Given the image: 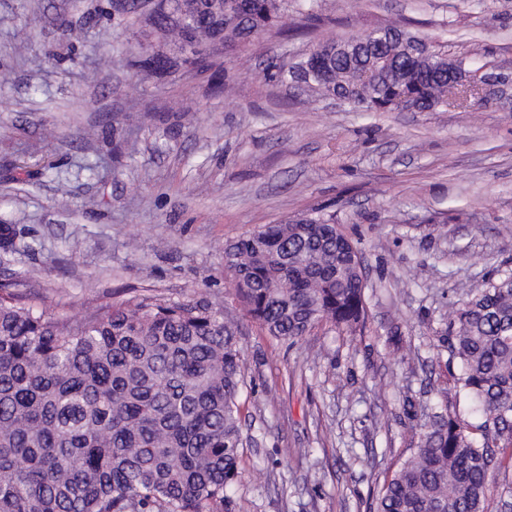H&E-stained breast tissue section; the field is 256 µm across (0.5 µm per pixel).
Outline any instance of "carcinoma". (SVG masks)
I'll return each instance as SVG.
<instances>
[{
    "label": "carcinoma",
    "instance_id": "cac0c4a2",
    "mask_svg": "<svg viewBox=\"0 0 512 512\" xmlns=\"http://www.w3.org/2000/svg\"><path fill=\"white\" fill-rule=\"evenodd\" d=\"M295 7L320 19L318 0ZM287 9L288 0H160L144 22L174 50L155 76L252 41ZM376 33L351 54L320 42L330 65L303 58L278 77L288 84L303 70L312 89L367 111L447 103L446 54L410 33L383 43ZM358 254L335 223L302 217L226 245L224 268L245 314L294 341L323 321L350 332L364 324ZM448 350L479 423L436 415L375 512H485L492 448H512V275L457 303ZM244 385L236 322L207 298L138 294L61 318L1 284L0 512H233Z\"/></svg>",
    "mask_w": 512,
    "mask_h": 512
}]
</instances>
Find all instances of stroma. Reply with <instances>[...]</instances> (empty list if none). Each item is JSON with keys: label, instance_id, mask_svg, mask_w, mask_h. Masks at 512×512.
<instances>
[{"label": "stroma", "instance_id": "1", "mask_svg": "<svg viewBox=\"0 0 512 512\" xmlns=\"http://www.w3.org/2000/svg\"><path fill=\"white\" fill-rule=\"evenodd\" d=\"M319 21L145 77L150 39L118 0H0V283L60 317L137 294L239 317L247 386L235 512H370L441 409L448 311L512 275V0H322ZM398 26L491 75L479 99L367 112L282 86L326 39ZM227 89L216 92L215 72ZM320 215L365 268L366 324L291 342L233 300L225 244Z\"/></svg>", "mask_w": 512, "mask_h": 512}]
</instances>
